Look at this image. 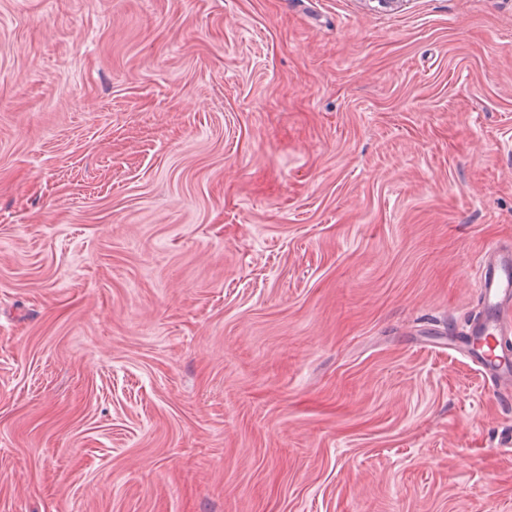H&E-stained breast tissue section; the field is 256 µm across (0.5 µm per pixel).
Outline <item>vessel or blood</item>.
<instances>
[{"mask_svg": "<svg viewBox=\"0 0 512 512\" xmlns=\"http://www.w3.org/2000/svg\"><path fill=\"white\" fill-rule=\"evenodd\" d=\"M474 282L483 313L469 324L465 344L452 339L448 346L477 363L497 391L511 393L512 368L496 345L512 334V252L487 250L476 262Z\"/></svg>", "mask_w": 512, "mask_h": 512, "instance_id": "obj_1", "label": "vessel or blood"}]
</instances>
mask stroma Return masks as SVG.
<instances>
[{"mask_svg":"<svg viewBox=\"0 0 512 512\" xmlns=\"http://www.w3.org/2000/svg\"><path fill=\"white\" fill-rule=\"evenodd\" d=\"M495 245L512 0H0V512H512ZM474 282L484 313L469 324L465 345L449 338L448 348L477 363L498 392L510 394L512 370L502 362L507 351L501 340L512 334V252L488 249L476 262ZM488 340L493 348L486 347Z\"/></svg>","mask_w":512,"mask_h":512,"instance_id":"obj_1","label":"stroma"}]
</instances>
